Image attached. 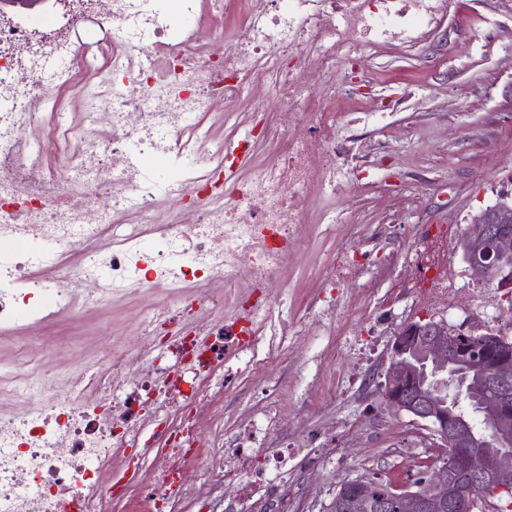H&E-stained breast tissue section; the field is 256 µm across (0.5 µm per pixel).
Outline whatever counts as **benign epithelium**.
<instances>
[{
    "mask_svg": "<svg viewBox=\"0 0 512 512\" xmlns=\"http://www.w3.org/2000/svg\"><path fill=\"white\" fill-rule=\"evenodd\" d=\"M462 250L473 278L491 274L512 288V203L498 202L475 216ZM461 374L466 399L492 395L482 405L479 436L460 416L459 398L446 391ZM383 398L390 409L429 423L447 458L403 494L381 493L367 480L341 483L335 500H346L351 512H364L375 500L382 512H472L470 488L512 490V347L493 338L450 336L448 323L422 317L393 337Z\"/></svg>",
    "mask_w": 512,
    "mask_h": 512,
    "instance_id": "1",
    "label": "benign epithelium"
}]
</instances>
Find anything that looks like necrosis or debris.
<instances>
[{
    "label": "necrosis or debris",
    "instance_id": "4bbe7bcc",
    "mask_svg": "<svg viewBox=\"0 0 512 512\" xmlns=\"http://www.w3.org/2000/svg\"><path fill=\"white\" fill-rule=\"evenodd\" d=\"M233 17L216 61L192 42L197 0H57L51 11L0 15V332L42 324L71 309L76 287L89 282L106 304L157 288L184 296L148 313L141 359L128 367L123 351L75 398L27 403L0 415V512H177L236 488L240 512L281 486L291 454L313 448L310 434L295 449L272 448L282 403L272 396L241 423L249 445L225 447L200 437L199 417L217 414L223 367L277 333L278 306L261 295L277 282L288 256L304 245L311 192L343 189L355 158L352 136L335 102L314 95L310 78L330 85L336 67L359 44L373 48L424 41L448 0H213ZM112 37V73L119 90L107 130L84 139L66 172L43 163V143L27 126L33 101L48 88L43 58L58 60L57 77L73 66L93 27ZM269 83L281 108L276 127L245 128L214 148L207 110L222 101L232 113L246 83ZM302 136L291 129L300 121ZM278 136L276 156L255 162L264 138ZM94 157L86 167L84 157ZM233 180H226L227 172ZM195 190L185 212L156 219L161 200ZM109 206L99 207L100 197ZM98 208L97 223L86 213ZM441 229L422 225L418 274L447 312L460 290L440 275L435 250ZM80 264H72L73 252ZM248 267L253 299L237 298ZM223 294H215V284ZM148 482L138 493L112 480L136 471L126 455L142 433Z\"/></svg>",
    "mask_w": 512,
    "mask_h": 512
}]
</instances>
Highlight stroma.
I'll list each match as a JSON object with an SVG mask.
<instances>
[{
  "label": "stroma",
  "mask_w": 512,
  "mask_h": 512,
  "mask_svg": "<svg viewBox=\"0 0 512 512\" xmlns=\"http://www.w3.org/2000/svg\"><path fill=\"white\" fill-rule=\"evenodd\" d=\"M512 40V0H450L440 27L416 45L394 44L379 50L355 47L359 70L369 81L337 73L334 90L346 97L345 110L365 133L375 163L356 169L333 201L337 224L324 222V201L305 204L311 239L292 254L274 284L284 321L298 323L300 335L283 338L282 359L258 371L247 368L224 382L222 426L225 437L287 382L279 435L270 447L297 442L310 429L329 426L323 450L311 451L296 480L275 499L272 512H327L338 486L347 480L378 478L397 488L417 475L408 448L413 436L441 442L430 427L383 402L385 369L396 331L427 315L449 319L465 334H498L512 342V320L479 323L466 313L445 317L437 294L424 310L393 292L411 274L424 223L470 224L499 200L512 202V56L498 49ZM112 92V43L102 39L78 58L68 81L52 87L41 113H56L62 126L80 137L97 138L102 127L94 115ZM262 88L236 105L233 116L213 106L208 121L213 143H222L234 126L262 100ZM389 230L394 262L373 255L364 265L369 292L351 285L357 306L346 321L311 312L318 280L312 268L345 251L366 250L380 227ZM162 292H141L104 307L87 300L46 327L0 337V364L28 372L40 364L48 404L112 360L113 344L126 349L127 362L140 355L145 310L163 303ZM371 330L377 355L357 371L353 387L338 374L350 360L348 344L356 330Z\"/></svg>",
  "instance_id": "stroma-1"
}]
</instances>
